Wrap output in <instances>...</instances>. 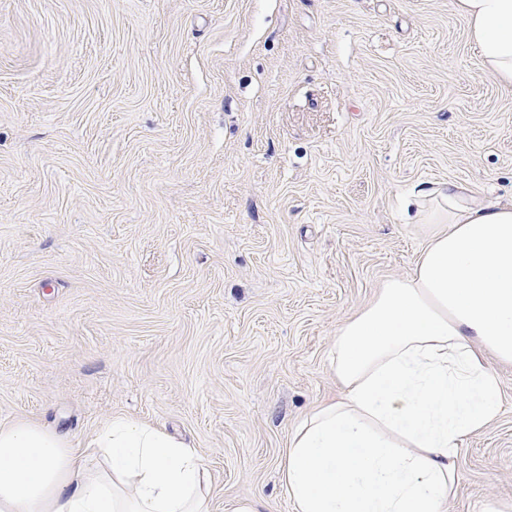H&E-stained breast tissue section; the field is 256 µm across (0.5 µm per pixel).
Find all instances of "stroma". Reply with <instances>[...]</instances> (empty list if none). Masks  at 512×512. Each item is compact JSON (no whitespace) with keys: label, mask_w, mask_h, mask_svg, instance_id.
<instances>
[{"label":"stroma","mask_w":512,"mask_h":512,"mask_svg":"<svg viewBox=\"0 0 512 512\" xmlns=\"http://www.w3.org/2000/svg\"><path fill=\"white\" fill-rule=\"evenodd\" d=\"M512 198V87L451 0H0V422L183 437L210 512L280 482L417 188ZM448 512H512V364Z\"/></svg>","instance_id":"1"}]
</instances>
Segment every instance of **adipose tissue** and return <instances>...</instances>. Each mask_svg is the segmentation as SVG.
Wrapping results in <instances>:
<instances>
[{
  "mask_svg": "<svg viewBox=\"0 0 512 512\" xmlns=\"http://www.w3.org/2000/svg\"><path fill=\"white\" fill-rule=\"evenodd\" d=\"M482 67L512 86V0H455ZM425 246L338 328V396L289 432L280 481L294 512H448L463 441L495 420L487 356L512 364V201L459 185L406 201ZM197 449L113 418L88 448L55 429L0 423V512H209Z\"/></svg>",
  "mask_w": 512,
  "mask_h": 512,
  "instance_id": "1",
  "label": "adipose tissue"
}]
</instances>
